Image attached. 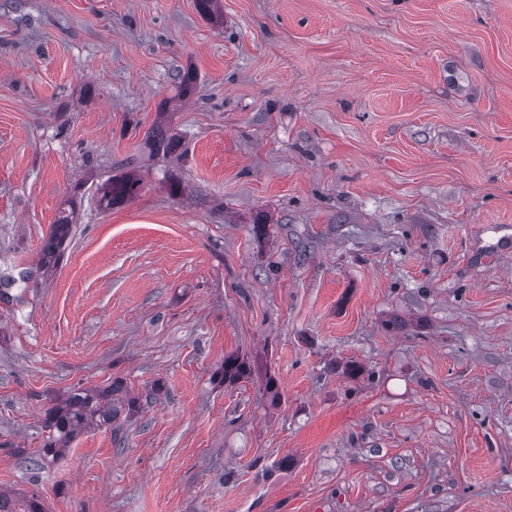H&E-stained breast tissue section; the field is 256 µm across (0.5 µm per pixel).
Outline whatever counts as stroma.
I'll list each match as a JSON object with an SVG mask.
<instances>
[{
	"mask_svg": "<svg viewBox=\"0 0 512 512\" xmlns=\"http://www.w3.org/2000/svg\"><path fill=\"white\" fill-rule=\"evenodd\" d=\"M219 4L0 0V492L512 512V254L476 257L512 226V0ZM187 68L186 151L148 157ZM130 160L141 192L101 209ZM115 380L156 398L41 461L48 410ZM76 219V201L69 199L60 207L54 224L40 252V264L46 269L54 268L63 259L68 247Z\"/></svg>",
	"mask_w": 512,
	"mask_h": 512,
	"instance_id": "1",
	"label": "stroma"
}]
</instances>
